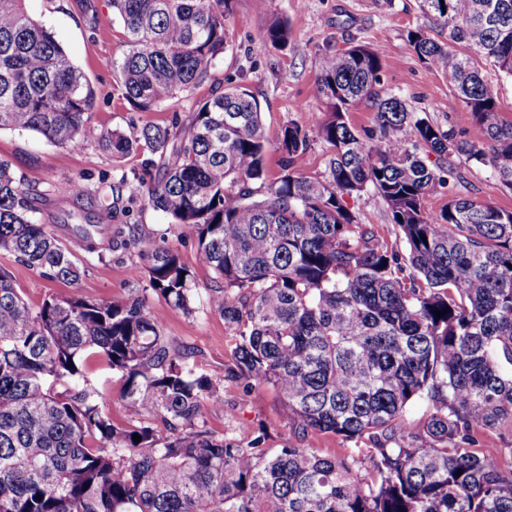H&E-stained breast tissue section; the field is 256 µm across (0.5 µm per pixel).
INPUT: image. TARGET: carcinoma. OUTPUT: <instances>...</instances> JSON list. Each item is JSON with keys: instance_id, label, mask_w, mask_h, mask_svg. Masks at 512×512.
<instances>
[{"instance_id": "obj_1", "label": "carcinoma", "mask_w": 512, "mask_h": 512, "mask_svg": "<svg viewBox=\"0 0 512 512\" xmlns=\"http://www.w3.org/2000/svg\"><path fill=\"white\" fill-rule=\"evenodd\" d=\"M25 2L0 0V130L154 157L156 178L141 195L194 227L198 260L223 287L200 291L167 246L151 247L134 281L146 279L173 311L222 316L232 340L225 377L272 388L291 428L268 448L261 428L244 443L201 425L204 400L220 401L217 387L189 368V352L168 346L164 317L145 297L51 295L33 308L0 269V512H512V441L490 449L478 438L512 432V211L453 194L438 215L424 208L460 178L459 155L512 191V123L483 73L512 79V0H419L447 39L407 34L483 129L482 142L380 95L382 48L351 43L321 57L324 172H301L310 141L290 122L274 143L282 172L271 182L260 105L246 87L215 91L171 128L105 131L91 122L92 85ZM111 5L128 34L118 65L125 97L142 111L206 80L224 53L228 0ZM265 38L287 46V22H272ZM362 99L375 111V144L348 120ZM369 189L405 254L347 206ZM55 192L99 210L72 230L84 251L104 236L112 250L142 243L136 225L112 228V204L98 191L73 180ZM44 201L0 157V252L73 283L78 252L44 224ZM90 359L121 373L123 396L149 421L113 423L104 395L84 382ZM415 401L430 406L420 428L406 418ZM319 433L354 447L323 456L309 447Z\"/></svg>"}]
</instances>
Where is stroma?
I'll use <instances>...</instances> for the list:
<instances>
[{"label":"stroma","mask_w":512,"mask_h":512,"mask_svg":"<svg viewBox=\"0 0 512 512\" xmlns=\"http://www.w3.org/2000/svg\"><path fill=\"white\" fill-rule=\"evenodd\" d=\"M26 8L54 34L92 84V121L106 130L130 133L146 125L169 127L196 110L216 86L242 85L261 106L268 139H275L288 122L301 125L312 137L302 161L304 171L312 175L324 172L328 152L316 137V123L323 111L315 88L321 55L355 41L382 46L381 91L401 96L410 109L427 115L441 127L453 128L461 139L474 143L482 139L480 127L447 80L425 69L407 41L408 31L425 24L418 0H232L227 48L216 61L210 79L151 112L135 109L125 97L116 64L126 50V37L121 22L112 14L110 0H26ZM277 18L287 22L291 33L290 44L284 50L264 37L268 24ZM0 156L12 162L26 183L47 194L55 185L74 179L91 190L105 181L121 184L115 224L137 225L143 238L177 250L197 288L218 287L214 272L197 260L192 227L173 223L141 197V185L150 183L156 175L146 154L116 158L95 142L58 147L32 132L4 130L0 132ZM456 164L460 180L452 182L450 189L427 196L428 213H439L452 191L512 210V192L504 190L488 168L462 157ZM348 206L358 223L370 225L380 241L404 249L385 203L373 191L350 198ZM80 259L81 277L73 284L44 279L6 253H0V268L10 273L24 300L36 307L52 294L127 301L136 287L130 270L145 263L133 248L107 250L100 256L84 252ZM163 334L171 346L189 350L190 368L211 378L218 388L220 406L209 401L204 404L207 428L243 439L261 427L271 447L288 438V416L272 389L248 391L225 380L230 342L222 317L206 309L190 315L171 311ZM85 376L106 396L114 424L125 427L142 420L139 409L122 396L124 381L120 373L91 362L85 367Z\"/></svg>","instance_id":"stroma-1"}]
</instances>
